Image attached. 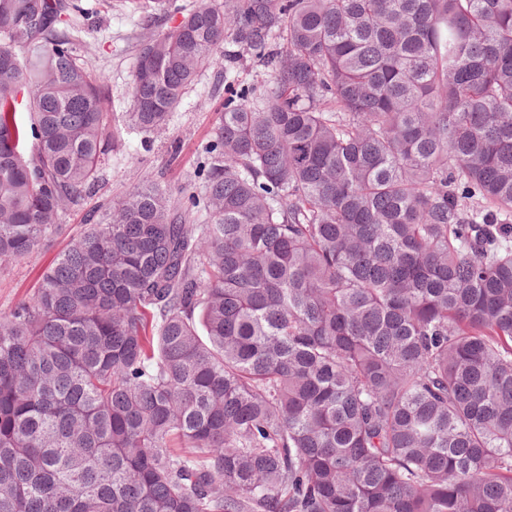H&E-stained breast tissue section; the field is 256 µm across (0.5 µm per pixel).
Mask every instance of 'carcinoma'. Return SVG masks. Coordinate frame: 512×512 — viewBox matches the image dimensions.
<instances>
[{
  "mask_svg": "<svg viewBox=\"0 0 512 512\" xmlns=\"http://www.w3.org/2000/svg\"><path fill=\"white\" fill-rule=\"evenodd\" d=\"M88 16L0 0L5 267L112 151ZM241 54L204 195L144 173L0 316V512H512V0H201L129 127Z\"/></svg>",
  "mask_w": 512,
  "mask_h": 512,
  "instance_id": "carcinoma-1",
  "label": "carcinoma"
}]
</instances>
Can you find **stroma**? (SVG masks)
<instances>
[{
    "label": "stroma",
    "mask_w": 512,
    "mask_h": 512,
    "mask_svg": "<svg viewBox=\"0 0 512 512\" xmlns=\"http://www.w3.org/2000/svg\"><path fill=\"white\" fill-rule=\"evenodd\" d=\"M90 4L93 14L85 23L83 51L89 67L102 76L109 96L112 151L86 207L67 213L61 231L40 251L10 271L0 272V316L31 295L44 270L82 230L88 209L108 205L131 190L143 173H153L172 194L203 193L202 147L224 110L225 97L230 89L260 85L266 79L262 68L248 59L236 66L229 79L216 69H208L173 112L165 131L147 135L129 129L126 114L131 106L129 85L136 43L143 35L173 27L176 20L160 17L146 24L143 14L126 0H90Z\"/></svg>",
    "instance_id": "35a3bbf8"
}]
</instances>
